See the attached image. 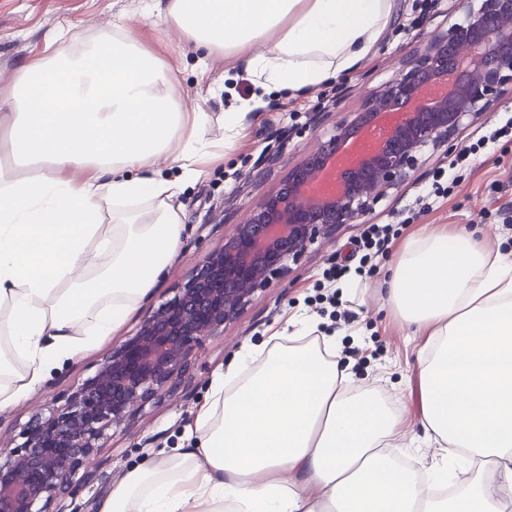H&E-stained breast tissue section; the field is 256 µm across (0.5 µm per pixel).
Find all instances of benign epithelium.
<instances>
[{"mask_svg":"<svg viewBox=\"0 0 512 512\" xmlns=\"http://www.w3.org/2000/svg\"><path fill=\"white\" fill-rule=\"evenodd\" d=\"M455 2L464 12L461 22L433 34L381 93L347 113L173 298L147 316L135 335L112 347L93 377L24 428L21 453L0 460V512H49L79 471L95 466L105 430L173 390L193 351L224 332L256 292L285 277L289 263L318 239L364 217L383 188L415 167L425 148L447 144L467 119L512 98V0ZM448 76L454 83L450 95L419 98L427 84ZM384 113L398 115L395 127L376 154L338 176L339 193L327 199L301 193L331 156Z\"/></svg>","mask_w":512,"mask_h":512,"instance_id":"7a95c632","label":"benign epithelium"}]
</instances>
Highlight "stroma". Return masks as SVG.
<instances>
[{"label":"stroma","mask_w":512,"mask_h":512,"mask_svg":"<svg viewBox=\"0 0 512 512\" xmlns=\"http://www.w3.org/2000/svg\"><path fill=\"white\" fill-rule=\"evenodd\" d=\"M148 2L0 0V86L12 83L22 64L46 55L50 32L73 27L91 34L122 15L146 48L173 65L181 105L206 112V138L222 142L224 114L253 95L252 81L242 67H234L225 90L200 100L199 54L186 47L175 28L146 11ZM461 18L455 0H396L375 53L352 72L291 95L270 94L261 108L244 113L236 142L183 187L184 228L176 258L111 336L92 349L74 353L26 396L0 409V456L17 455L20 433L38 408L63 404L96 372L113 345L134 334L151 311L171 298L206 256L223 246L225 237L268 190L330 137L346 113L359 110L366 95L380 91L422 53L433 34ZM510 119L512 100H501L460 129L448 147L425 149L409 177L388 189L366 220L341 225L333 237L311 245L292 264L287 278L257 292L241 316L225 325L223 335L210 337L195 349L173 396L148 402L134 417L107 430L96 467L72 493L51 503L52 512H84L88 501L108 493L128 470L175 452L204 404L212 379L235 362L242 347L265 345L298 312L320 317L322 327L333 328L354 386L394 396L408 431L418 434L414 367L424 339L412 335L386 302L384 277L408 237L423 229L442 233L464 225L492 249L512 251V229L504 226L502 212L512 203V135L493 134ZM470 144L478 145V152L459 162L462 149ZM441 170L453 179L452 189L430 209H423L421 198ZM369 223L391 225L394 239L387 250L363 264L353 252ZM341 267L360 278L354 294L338 292L336 285L326 282Z\"/></svg>","instance_id":"obj_1"}]
</instances>
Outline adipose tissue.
Listing matches in <instances>:
<instances>
[{
	"instance_id": "1",
	"label": "adipose tissue",
	"mask_w": 512,
	"mask_h": 512,
	"mask_svg": "<svg viewBox=\"0 0 512 512\" xmlns=\"http://www.w3.org/2000/svg\"><path fill=\"white\" fill-rule=\"evenodd\" d=\"M204 57L237 54L259 95L224 114V142L273 89L350 71L395 0H152ZM58 49L0 88V407L96 346L178 254L181 183L200 174L207 115L173 95L172 66L120 25ZM181 171L148 174L158 158ZM46 172H39V165ZM387 300L425 342L419 428L441 449L398 465L396 401L353 390L336 340L289 317L211 383L174 457L128 471L98 512H504L512 494V252L467 227L422 231L391 267ZM467 465L449 477L450 463Z\"/></svg>"
}]
</instances>
